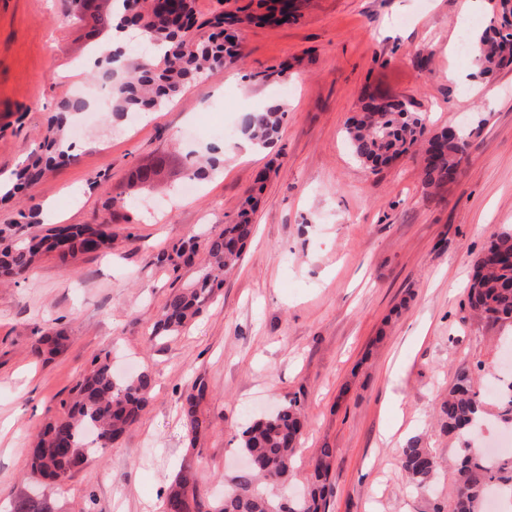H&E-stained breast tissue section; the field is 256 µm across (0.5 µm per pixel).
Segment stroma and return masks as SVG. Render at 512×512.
<instances>
[{"mask_svg":"<svg viewBox=\"0 0 512 512\" xmlns=\"http://www.w3.org/2000/svg\"><path fill=\"white\" fill-rule=\"evenodd\" d=\"M462 0H302L296 21L241 23L231 32L237 67L202 73L154 115H116L79 69L110 30L73 20L68 0H0V178L42 141L59 103L83 89L95 123L68 134L79 150L21 198L0 202V224L30 206L29 232L58 224L112 226V251L62 268L42 256L26 282L0 284V506L31 494L28 446L64 413V400L94 360L115 373L152 371V399L114 448L89 459L63 487L42 493L56 512H162L185 453L198 464L203 497L220 498L240 468L238 434L254 417L299 398L307 422L290 482L301 488L318 448L337 451L329 512H431L447 502L450 477L410 492L401 449L419 438L440 459L460 442L432 412L468 371L483 389L512 350V328L475 316L467 303L473 266L491 238L512 228V66L488 81L465 78L450 49ZM284 68L266 83L255 73ZM461 72L458 80L450 71ZM410 102L432 129L468 134L455 182L421 184L420 158L371 169L352 156L345 127L364 93ZM288 106L275 148L241 138L192 197L134 185L160 164L181 180L188 151L222 145L247 113ZM267 179L254 237L237 268L186 329L163 339L149 329L173 291L205 264H157L160 250L231 221L258 174ZM105 175L91 186L89 178ZM129 205L113 220L104 203ZM65 331L51 360L31 353L35 330ZM208 395V424L190 444L179 399L195 379Z\"/></svg>","mask_w":512,"mask_h":512,"instance_id":"1","label":"stroma"}]
</instances>
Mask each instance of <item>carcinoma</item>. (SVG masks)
<instances>
[{
  "instance_id": "carcinoma-1",
  "label": "carcinoma",
  "mask_w": 512,
  "mask_h": 512,
  "mask_svg": "<svg viewBox=\"0 0 512 512\" xmlns=\"http://www.w3.org/2000/svg\"><path fill=\"white\" fill-rule=\"evenodd\" d=\"M137 7L125 11L123 23L149 35L154 63L138 59L105 68L112 80V111L133 113L162 106L177 95L198 73L227 69L240 59L231 35L224 25L230 15H213L208 24L218 33L199 40L193 30L195 0H177L167 8L158 0H135ZM266 13L247 15L237 21L267 23L276 21L278 0L265 4ZM472 56L478 65L474 76L487 79L512 63V32L489 27L476 36ZM374 98L362 99L359 116L346 127V138L354 157L363 165H387L417 147L426 158L421 182L427 189H439L454 181L467 149L466 139L448 136V131H432L425 118L399 99H385L374 105ZM86 108L82 100H64L51 118V127L41 152L27 160L16 172V183L0 194V201L21 188L36 183L55 165L66 163L70 155L60 149V141L70 116ZM286 110L279 104L246 116L242 135L254 146L271 149L278 140ZM218 159L198 160L188 169L189 178H201L215 169ZM253 197L246 198L236 217L200 240L189 238L158 256L162 265L194 258L205 251L207 264L188 288L169 294L162 304L151 335L163 338L179 333L201 312L204 300L223 284L222 276L241 260L254 225L251 224ZM15 224L0 225V278L14 281L27 278L36 259L52 253L62 262L77 254H99L112 248V230L107 224L61 225L46 235L20 238ZM469 305L493 324L512 325V229H505L489 242L475 263L469 291ZM61 332L40 336L31 352L37 357L55 355L64 347ZM154 386L153 374L143 369L120 379L109 361L96 364L78 381L67 411L46 424L32 448L31 474L37 484H59L89 456L102 453L117 443L136 424L146 409ZM207 395L202 380L192 383L181 399L180 412L191 441L206 430L199 417V405ZM486 401L474 391L471 380L461 374L436 411L445 435L466 433L484 421ZM306 424L297 399L291 398L273 414L253 420L240 436V452L253 459L230 482L217 501L199 492L198 470L186 459L172 480L163 500V512H322L333 493L329 481L337 449H318L314 469L305 491L278 496L274 487L288 489L296 455L300 451ZM400 463L409 483L419 491L430 489L441 469L433 452L413 439L400 451ZM492 492L509 493L512 498V460L487 465L476 449H461L455 463L453 493L448 505H433V512H480L484 498ZM14 512H53L46 501L30 496L16 501Z\"/></svg>"
}]
</instances>
